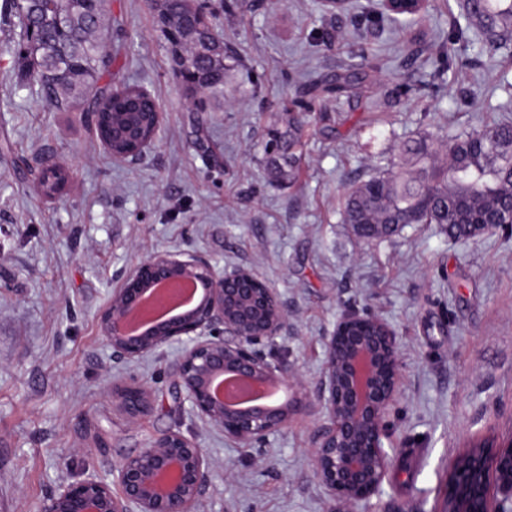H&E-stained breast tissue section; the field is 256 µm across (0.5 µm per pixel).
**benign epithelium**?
<instances>
[{"mask_svg": "<svg viewBox=\"0 0 512 512\" xmlns=\"http://www.w3.org/2000/svg\"><path fill=\"white\" fill-rule=\"evenodd\" d=\"M427 0H380L386 13L401 4L421 13ZM102 148L116 161L132 160L154 144L130 129V153L112 151V117L91 114ZM190 281L200 290L191 309L139 333L125 328L147 291L165 282ZM285 314L279 294L254 269H218L179 250L156 252L130 267L98 318L100 334L116 356L131 360L184 343L177 366V394L192 411L241 447L250 448L288 427L302 405L288 363L274 352ZM269 346L265 353L260 345ZM401 370L395 330L383 319L344 311L326 337L321 424L311 452L314 474L331 512H365L387 468L382 445L385 417ZM234 373L294 390L280 405L256 400L240 409L213 393L215 379ZM113 401L131 419L150 408L143 384H117ZM212 462L205 450L178 430L149 440L112 469V482L97 477L58 486L44 512H201ZM444 512H503L512 504V437L482 448H465L448 470Z\"/></svg>", "mask_w": 512, "mask_h": 512, "instance_id": "obj_1", "label": "benign epithelium"}]
</instances>
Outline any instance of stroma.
<instances>
[{
    "label": "stroma",
    "instance_id": "obj_1",
    "mask_svg": "<svg viewBox=\"0 0 512 512\" xmlns=\"http://www.w3.org/2000/svg\"><path fill=\"white\" fill-rule=\"evenodd\" d=\"M236 62L224 103L191 111L152 0H111L112 66L162 114L154 145L112 160L82 112L57 110L21 83L17 20L0 6V512H42L55 489L112 468L177 429L214 462L203 512H330L310 455L324 338L357 309L396 331L399 392L383 446L389 466L369 512H442L456 455L512 434V229L454 241L411 224L372 243L343 224L341 199L394 160L403 142L512 119V43L470 26L462 0H429L415 21L378 0L339 15L318 0H199ZM463 40H449L452 30ZM357 69L336 97L314 83ZM303 114L300 176L274 183L264 145L285 113ZM72 177L53 197L41 164ZM179 249L257 270L278 291L277 347L303 406L245 449L174 395L182 346L113 356L98 315L125 271ZM138 382L151 410L132 420L112 387Z\"/></svg>",
    "mask_w": 512,
    "mask_h": 512
}]
</instances>
